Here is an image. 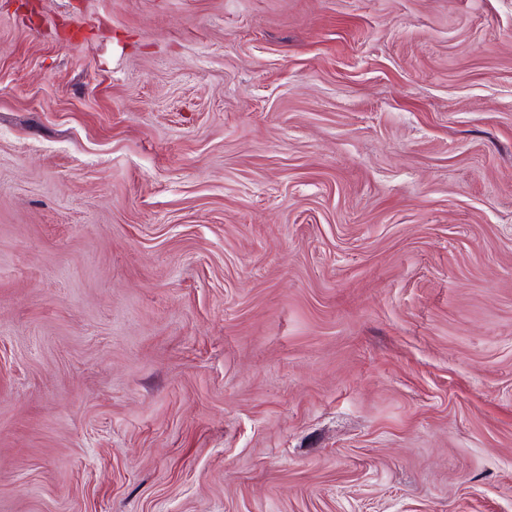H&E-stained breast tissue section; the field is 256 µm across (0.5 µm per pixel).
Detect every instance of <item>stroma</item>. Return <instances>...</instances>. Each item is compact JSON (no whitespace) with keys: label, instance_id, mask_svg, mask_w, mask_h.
<instances>
[{"label":"stroma","instance_id":"35a3bbf8","mask_svg":"<svg viewBox=\"0 0 512 512\" xmlns=\"http://www.w3.org/2000/svg\"><path fill=\"white\" fill-rule=\"evenodd\" d=\"M0 512H512V0H0Z\"/></svg>","mask_w":512,"mask_h":512}]
</instances>
